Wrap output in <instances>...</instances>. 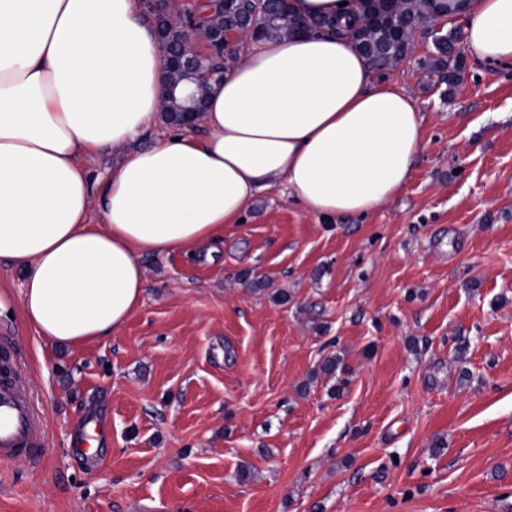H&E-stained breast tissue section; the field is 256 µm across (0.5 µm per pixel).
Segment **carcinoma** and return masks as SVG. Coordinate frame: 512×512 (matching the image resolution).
I'll list each match as a JSON object with an SVG mask.
<instances>
[{
  "label": "carcinoma",
  "mask_w": 512,
  "mask_h": 512,
  "mask_svg": "<svg viewBox=\"0 0 512 512\" xmlns=\"http://www.w3.org/2000/svg\"><path fill=\"white\" fill-rule=\"evenodd\" d=\"M360 25L353 35L359 53L371 69L384 73L402 61L411 49L408 32L430 22L429 0H361ZM221 24L246 30L256 39L283 32L336 30L341 25L329 18L300 19L291 15L283 0H224ZM434 51L428 68L438 81L453 87L463 67V55L454 34L433 38Z\"/></svg>",
  "instance_id": "1"
}]
</instances>
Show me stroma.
Instances as JSON below:
<instances>
[{"label": "stroma", "instance_id": "obj_1", "mask_svg": "<svg viewBox=\"0 0 512 512\" xmlns=\"http://www.w3.org/2000/svg\"><path fill=\"white\" fill-rule=\"evenodd\" d=\"M432 50L386 75L424 143L366 216L266 191L218 261L144 256L138 310L75 346L24 322L0 260L48 432L38 464L0 461V512H512V64L465 60L450 89Z\"/></svg>", "mask_w": 512, "mask_h": 512}]
</instances>
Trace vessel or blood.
<instances>
[{
    "instance_id": "1",
    "label": "vessel or blood",
    "mask_w": 512,
    "mask_h": 512,
    "mask_svg": "<svg viewBox=\"0 0 512 512\" xmlns=\"http://www.w3.org/2000/svg\"><path fill=\"white\" fill-rule=\"evenodd\" d=\"M27 361L0 336V460L37 459L46 446L44 414L27 387Z\"/></svg>"
}]
</instances>
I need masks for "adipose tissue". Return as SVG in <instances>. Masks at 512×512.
<instances>
[{"mask_svg":"<svg viewBox=\"0 0 512 512\" xmlns=\"http://www.w3.org/2000/svg\"><path fill=\"white\" fill-rule=\"evenodd\" d=\"M139 0H0V258L23 266L25 320L77 345L143 301L141 259L215 252L285 184L312 213L363 217L393 199L424 143L411 95L333 32L244 38L210 84L205 133L156 126L165 58ZM464 23L467 55L512 63V0H431ZM125 150L101 194L86 159Z\"/></svg>","mask_w":512,"mask_h":512,"instance_id":"obj_1","label":"adipose tissue"}]
</instances>
